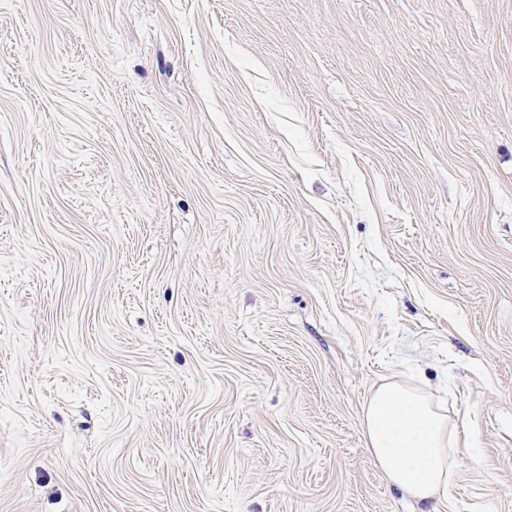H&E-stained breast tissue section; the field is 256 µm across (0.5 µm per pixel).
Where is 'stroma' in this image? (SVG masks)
I'll return each instance as SVG.
<instances>
[{"instance_id":"stroma-1","label":"stroma","mask_w":512,"mask_h":512,"mask_svg":"<svg viewBox=\"0 0 512 512\" xmlns=\"http://www.w3.org/2000/svg\"><path fill=\"white\" fill-rule=\"evenodd\" d=\"M0 512H512V0H0ZM361 415L366 448L391 484L417 501L448 500L457 428L444 404L389 382L371 393Z\"/></svg>"}]
</instances>
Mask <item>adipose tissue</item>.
<instances>
[{
	"label": "adipose tissue",
	"mask_w": 512,
	"mask_h": 512,
	"mask_svg": "<svg viewBox=\"0 0 512 512\" xmlns=\"http://www.w3.org/2000/svg\"><path fill=\"white\" fill-rule=\"evenodd\" d=\"M362 429L370 455L391 484L417 501L447 500L457 428L444 404L389 382L364 403Z\"/></svg>",
	"instance_id": "1"
}]
</instances>
